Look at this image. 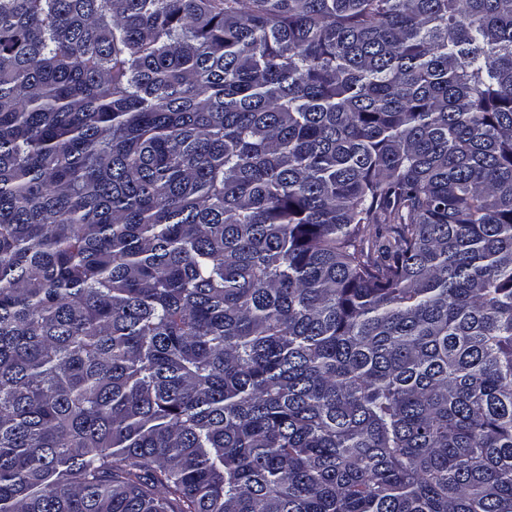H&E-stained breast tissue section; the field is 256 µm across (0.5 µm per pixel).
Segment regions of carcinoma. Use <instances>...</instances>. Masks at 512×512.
I'll return each instance as SVG.
<instances>
[{"label":"carcinoma","mask_w":512,"mask_h":512,"mask_svg":"<svg viewBox=\"0 0 512 512\" xmlns=\"http://www.w3.org/2000/svg\"><path fill=\"white\" fill-rule=\"evenodd\" d=\"M0 512H512V0H0Z\"/></svg>","instance_id":"obj_1"}]
</instances>
